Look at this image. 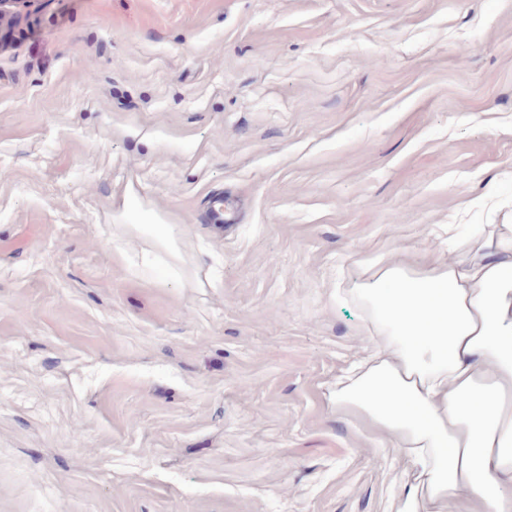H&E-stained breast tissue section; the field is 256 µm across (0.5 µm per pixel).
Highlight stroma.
<instances>
[{"mask_svg": "<svg viewBox=\"0 0 512 512\" xmlns=\"http://www.w3.org/2000/svg\"><path fill=\"white\" fill-rule=\"evenodd\" d=\"M0 30V512H387L404 460L328 398L372 334L344 295L512 219V0ZM166 225L167 224H142L139 225L141 226L139 230L148 233L157 244L163 247L172 256H176L178 251L177 241L170 228L162 229V227ZM150 226H155L156 231Z\"/></svg>", "mask_w": 512, "mask_h": 512, "instance_id": "1", "label": "stroma"}]
</instances>
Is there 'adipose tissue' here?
Wrapping results in <instances>:
<instances>
[{"label": "adipose tissue", "instance_id": "ef3b65f1", "mask_svg": "<svg viewBox=\"0 0 512 512\" xmlns=\"http://www.w3.org/2000/svg\"><path fill=\"white\" fill-rule=\"evenodd\" d=\"M447 243L369 267L371 345L329 400L407 461L388 512H512V222Z\"/></svg>", "mask_w": 512, "mask_h": 512}]
</instances>
